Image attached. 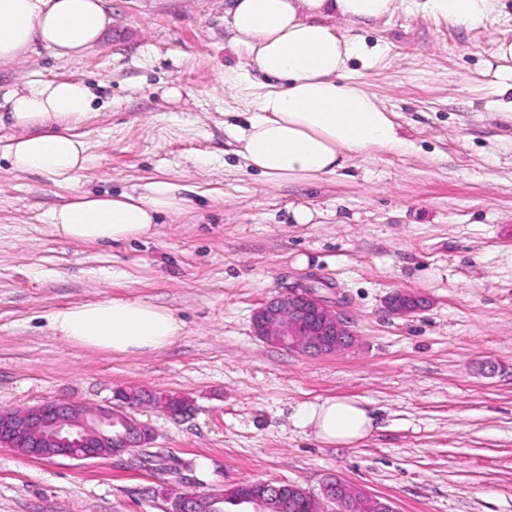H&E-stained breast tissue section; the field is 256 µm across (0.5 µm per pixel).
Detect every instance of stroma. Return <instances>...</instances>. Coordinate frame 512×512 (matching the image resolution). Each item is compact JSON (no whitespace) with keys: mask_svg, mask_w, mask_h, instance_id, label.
I'll return each mask as SVG.
<instances>
[{"mask_svg":"<svg viewBox=\"0 0 512 512\" xmlns=\"http://www.w3.org/2000/svg\"><path fill=\"white\" fill-rule=\"evenodd\" d=\"M225 0H108L112 25L84 56L36 49L0 65V97L37 81L86 83L77 126L87 161L71 180L12 169L21 128L0 125V411L65 399L115 405L130 386L188 397L192 413H130L154 432L138 455L36 459L0 448V512H172L176 497L254 480L319 493L340 477L395 512H512V115L494 93V55L512 41V0L482 24L419 14L336 32L382 47L349 82L391 112L397 153L349 154L344 170L271 184L235 155L231 127L268 78L234 50ZM192 205L110 246L55 235L49 212L75 192L117 195L153 179ZM308 211L307 223L295 213ZM323 281L355 334L320 357L263 343L254 312ZM396 292L428 307L392 315ZM142 300L185 324L137 355L54 335L59 308ZM328 398L361 402L379 427L331 445L295 420Z\"/></svg>","mask_w":512,"mask_h":512,"instance_id":"1","label":"stroma"}]
</instances>
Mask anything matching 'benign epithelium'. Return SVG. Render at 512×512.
<instances>
[{"instance_id": "7a95c632", "label": "benign epithelium", "mask_w": 512, "mask_h": 512, "mask_svg": "<svg viewBox=\"0 0 512 512\" xmlns=\"http://www.w3.org/2000/svg\"><path fill=\"white\" fill-rule=\"evenodd\" d=\"M327 287V284L320 285ZM316 284L292 287L259 307L252 319L253 332L262 341L308 355L339 351L352 337L348 322L332 302L318 292ZM427 299L418 294H393L389 311L408 316L424 309ZM152 430L112 406L89 411L61 400L46 401L24 410L0 411V445L36 459L69 458L88 460L122 457L150 444ZM343 485L336 478L323 485L321 499L348 512L349 504L338 496ZM281 487L256 481L250 494L237 503L241 512H268Z\"/></svg>"}]
</instances>
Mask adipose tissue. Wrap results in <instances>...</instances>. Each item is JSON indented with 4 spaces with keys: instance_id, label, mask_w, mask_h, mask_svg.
Returning <instances> with one entry per match:
<instances>
[{
    "instance_id": "1",
    "label": "adipose tissue",
    "mask_w": 512,
    "mask_h": 512,
    "mask_svg": "<svg viewBox=\"0 0 512 512\" xmlns=\"http://www.w3.org/2000/svg\"><path fill=\"white\" fill-rule=\"evenodd\" d=\"M491 0H414L417 11L456 24L482 22ZM397 0H231L226 11L232 44L277 84L233 128L237 153L268 180L305 182L341 169L348 152L401 151L406 141L374 96L345 82L351 60L373 66L375 54L355 38L337 35L330 21L353 25L387 21ZM106 0H0V64L38 45L76 57L111 27ZM9 122L23 133L8 147L13 169L67 180L83 168L86 146L72 131L90 110L87 86L53 80L5 99ZM178 186L154 180L144 192L117 196L79 193L50 214L64 238L107 244L149 233L159 214L184 207ZM53 331L67 342L131 355L170 346L183 331L169 310L145 301L102 300L59 309ZM302 426L323 441L350 444L368 435L374 419L361 403L331 398L303 408Z\"/></svg>"
}]
</instances>
